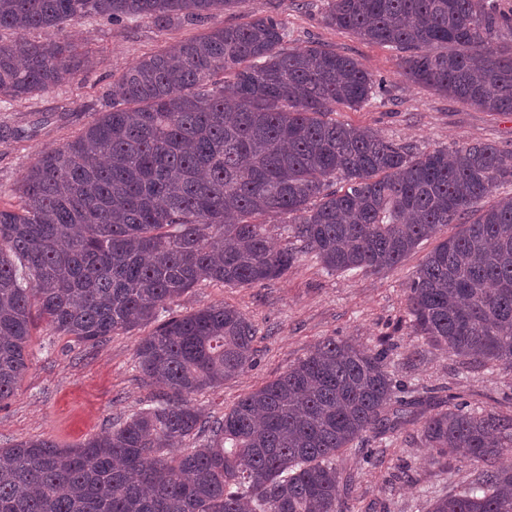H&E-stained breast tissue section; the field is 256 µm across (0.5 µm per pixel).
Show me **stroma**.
I'll return each instance as SVG.
<instances>
[{
  "mask_svg": "<svg viewBox=\"0 0 512 512\" xmlns=\"http://www.w3.org/2000/svg\"><path fill=\"white\" fill-rule=\"evenodd\" d=\"M327 0H246L236 11L161 27L151 18L107 22L89 15L65 31L27 33L29 41L66 39L96 57L70 82L23 100L0 98V206L17 203L16 188L43 151L61 146L108 109L112 82L144 55L199 37L211 28L237 24L245 14L273 15L292 47L326 44L353 57L380 80L371 100L340 109L338 120L371 128L379 136L419 151L475 141L512 150V112L492 113L407 82L398 51L365 42L325 22ZM423 241L398 265L380 274L328 273L311 253L300 254L288 274L257 287L200 282L189 296L170 302L184 315L210 305L232 306L256 329V363L244 374L207 388L193 398L204 417H223L240 397L276 379L305 358L323 338L335 336L361 348H388L387 367L417 397L426 414L440 411L448 394L462 395L472 408L512 417V368L469 367L448 351L428 346L413 333L406 289L439 238ZM27 348L28 367L14 394L0 405V448L49 438L73 448L134 412L162 400V387L143 382L136 348L148 327L113 335L90 346L57 333L35 319ZM408 421L396 431L373 434L376 458L365 462L358 449L336 459L342 479L352 484L354 512H426L431 500L457 490L476 467L457 456L434 458Z\"/></svg>",
  "mask_w": 512,
  "mask_h": 512,
  "instance_id": "obj_1",
  "label": "stroma"
}]
</instances>
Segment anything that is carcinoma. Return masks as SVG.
Here are the masks:
<instances>
[{
    "label": "carcinoma",
    "mask_w": 512,
    "mask_h": 512,
    "mask_svg": "<svg viewBox=\"0 0 512 512\" xmlns=\"http://www.w3.org/2000/svg\"><path fill=\"white\" fill-rule=\"evenodd\" d=\"M245 0H0V30H61L93 14L160 26ZM326 21L402 52L400 74L486 112H512V9L490 0H328ZM251 16L141 58L112 107L40 155L0 207V404L27 369L37 310L93 345L156 323L136 349L166 399L76 448L38 438L0 448V512H354L336 456L394 429L419 402L383 350L328 336L283 375L210 420L193 396L254 365L255 329L222 305L159 316L208 280L257 286L298 254L333 273H379L450 224L413 274L416 335L466 364L512 367V152L476 141L416 152L332 118L372 97L362 63L317 44L285 49ZM94 59L72 43L0 42V97L26 99ZM486 205L479 209V201ZM286 216L298 247H275ZM440 457L480 465L427 512H512V418L455 395L420 417Z\"/></svg>",
    "instance_id": "1"
}]
</instances>
